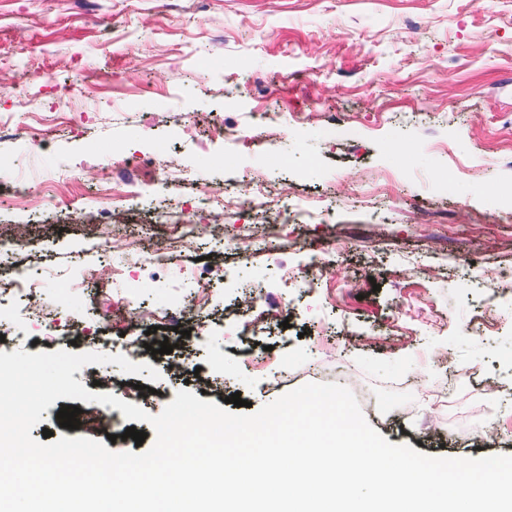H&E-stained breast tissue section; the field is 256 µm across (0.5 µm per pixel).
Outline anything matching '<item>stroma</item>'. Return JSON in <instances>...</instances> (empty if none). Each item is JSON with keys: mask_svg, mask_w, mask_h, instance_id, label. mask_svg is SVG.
Masks as SVG:
<instances>
[{"mask_svg": "<svg viewBox=\"0 0 512 512\" xmlns=\"http://www.w3.org/2000/svg\"><path fill=\"white\" fill-rule=\"evenodd\" d=\"M68 97L71 123L43 132L38 113ZM288 115L259 136L253 115ZM0 281L37 270L55 328L23 304L0 305V351L138 352L151 320L124 330L96 295L150 309L193 290L178 268L123 273L124 239L153 246L166 190L154 162L175 149L186 195L262 171L306 209L275 240H246L218 262L208 310L186 324L189 366L222 384L205 398L253 409L340 362L377 398L365 411L389 443L430 456L512 455V0H0ZM247 130L245 150L216 121ZM356 127L352 140L327 128ZM145 163L143 197L108 238L83 232L111 163ZM52 195L39 212L17 202ZM325 257L321 287L283 285L285 270ZM426 275L408 276L413 266ZM282 293L289 328L253 329L231 305L245 290ZM157 415L196 382L90 364L74 375ZM139 384L130 394V384Z\"/></svg>", "mask_w": 512, "mask_h": 512, "instance_id": "1", "label": "stroma"}]
</instances>
